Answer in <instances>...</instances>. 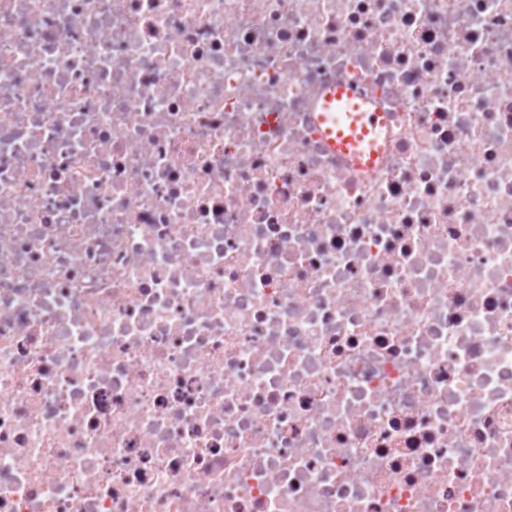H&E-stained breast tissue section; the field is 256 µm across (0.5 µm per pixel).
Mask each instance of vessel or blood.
<instances>
[{
    "mask_svg": "<svg viewBox=\"0 0 512 512\" xmlns=\"http://www.w3.org/2000/svg\"><path fill=\"white\" fill-rule=\"evenodd\" d=\"M317 122L333 151L373 167L380 154L386 119L384 113L367 109L364 95L342 87L330 91Z\"/></svg>",
    "mask_w": 512,
    "mask_h": 512,
    "instance_id": "obj_1",
    "label": "vessel or blood"
}]
</instances>
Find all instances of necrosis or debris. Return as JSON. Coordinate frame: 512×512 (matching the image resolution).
Returning a JSON list of instances; mask_svg holds the SVG:
<instances>
[{
  "mask_svg": "<svg viewBox=\"0 0 512 512\" xmlns=\"http://www.w3.org/2000/svg\"><path fill=\"white\" fill-rule=\"evenodd\" d=\"M0 512H512V0H0ZM365 96L343 87L334 88L324 98L317 123L323 127L328 145L370 171L380 154L384 112L366 108ZM366 162L363 163V160Z\"/></svg>",
  "mask_w": 512,
  "mask_h": 512,
  "instance_id": "1",
  "label": "necrosis or debris"
}]
</instances>
